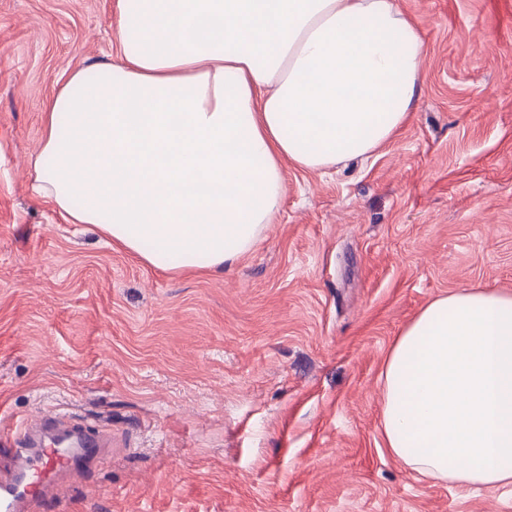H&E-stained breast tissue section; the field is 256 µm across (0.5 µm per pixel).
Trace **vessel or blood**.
I'll list each match as a JSON object with an SVG mask.
<instances>
[{"instance_id": "b4317fda", "label": "vessel or blood", "mask_w": 512, "mask_h": 512, "mask_svg": "<svg viewBox=\"0 0 512 512\" xmlns=\"http://www.w3.org/2000/svg\"><path fill=\"white\" fill-rule=\"evenodd\" d=\"M105 453L100 434L85 423L44 416L27 426L7 450V469L0 475V512H35L56 501L62 477L81 473Z\"/></svg>"}]
</instances>
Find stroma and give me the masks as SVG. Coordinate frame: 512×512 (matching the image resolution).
<instances>
[{"instance_id": "obj_1", "label": "stroma", "mask_w": 512, "mask_h": 512, "mask_svg": "<svg viewBox=\"0 0 512 512\" xmlns=\"http://www.w3.org/2000/svg\"><path fill=\"white\" fill-rule=\"evenodd\" d=\"M426 44L370 160L287 168L221 272L143 264L31 193L45 103L118 50L116 0H0V437L83 420L108 457L49 512H512L384 446L381 371L434 297L512 292V0H398Z\"/></svg>"}]
</instances>
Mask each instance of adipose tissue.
Instances as JSON below:
<instances>
[{"instance_id": "obj_1", "label": "adipose tissue", "mask_w": 512, "mask_h": 512, "mask_svg": "<svg viewBox=\"0 0 512 512\" xmlns=\"http://www.w3.org/2000/svg\"><path fill=\"white\" fill-rule=\"evenodd\" d=\"M120 52L47 102L33 190L177 272L252 251L286 166L369 157L408 121L426 45L397 0H117ZM381 433L411 471L512 484V293L436 297L393 341Z\"/></svg>"}]
</instances>
